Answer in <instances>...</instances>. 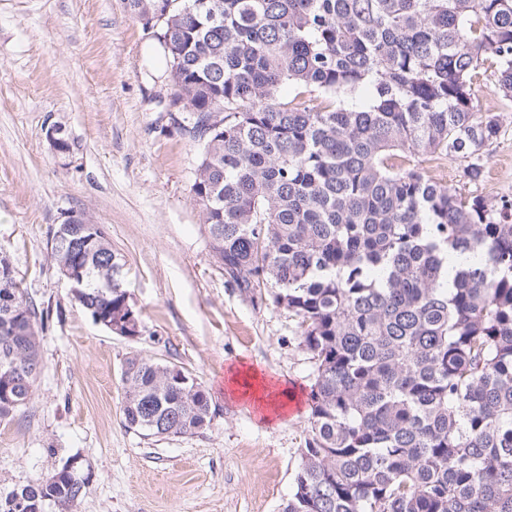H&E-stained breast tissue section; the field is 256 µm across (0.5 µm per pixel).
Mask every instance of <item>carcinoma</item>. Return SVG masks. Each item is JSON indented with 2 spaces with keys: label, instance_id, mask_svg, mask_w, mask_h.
<instances>
[{
  "label": "carcinoma",
  "instance_id": "1",
  "mask_svg": "<svg viewBox=\"0 0 512 512\" xmlns=\"http://www.w3.org/2000/svg\"><path fill=\"white\" fill-rule=\"evenodd\" d=\"M153 31L199 147L190 192L225 282L293 313L316 360L311 436L283 512H512V201H466L410 157L454 156L478 181L498 120L480 76L512 101V0H128ZM288 82L302 100L281 102ZM330 95L321 108L305 99ZM224 113L219 130L206 127ZM85 269L83 307L122 321L105 236L52 239ZM451 251L479 261L442 284ZM0 256V418L31 399L37 317ZM112 275L114 288L101 287ZM124 426L196 434L208 392L134 355ZM85 483L59 468L0 494L28 512H77Z\"/></svg>",
  "mask_w": 512,
  "mask_h": 512
}]
</instances>
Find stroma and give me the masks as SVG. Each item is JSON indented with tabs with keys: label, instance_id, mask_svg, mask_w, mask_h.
I'll return each mask as SVG.
<instances>
[{
	"label": "stroma",
	"instance_id": "35a3bbf8",
	"mask_svg": "<svg viewBox=\"0 0 512 512\" xmlns=\"http://www.w3.org/2000/svg\"><path fill=\"white\" fill-rule=\"evenodd\" d=\"M150 32L126 0H0V252L40 312L41 371L27 405L0 419V492L77 457L90 481L78 512H282L310 407L267 422L232 399L231 370L254 367L308 398L315 361L298 319L229 287L190 192L197 147L159 100L171 91ZM480 89L500 130L482 181L443 156L458 196L512 200V107ZM60 128L73 146L51 148ZM103 227L141 323L127 339L96 324L52 267L58 224ZM141 355L207 391L199 433L145 437L123 424L121 371Z\"/></svg>",
	"mask_w": 512,
	"mask_h": 512
}]
</instances>
